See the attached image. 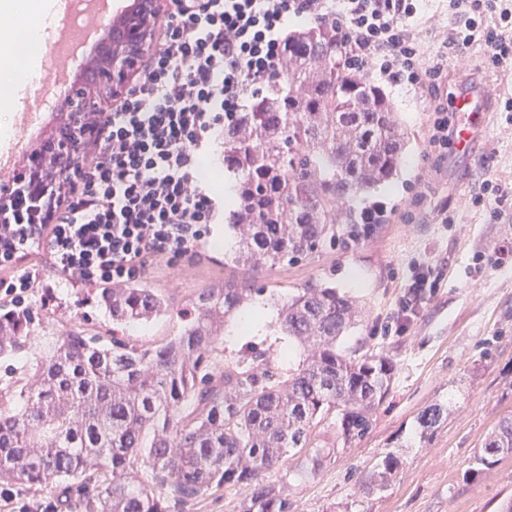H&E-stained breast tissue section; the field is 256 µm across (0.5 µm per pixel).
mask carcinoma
I'll return each mask as SVG.
<instances>
[{
  "instance_id": "1",
  "label": "carcinoma",
  "mask_w": 512,
  "mask_h": 512,
  "mask_svg": "<svg viewBox=\"0 0 512 512\" xmlns=\"http://www.w3.org/2000/svg\"><path fill=\"white\" fill-rule=\"evenodd\" d=\"M410 133L369 71H352L326 25L288 36L281 74L224 133V168L237 177L230 217L237 247L227 261L251 272L303 260L349 223L344 244L372 231L356 205L400 175ZM267 292L255 279H226L179 309L182 328L146 346L117 327L169 312L166 297L138 280L95 289L111 318L109 337L86 328L57 336L33 309L0 314V486L55 495L57 512H188L219 489L241 494L239 512H290L287 479H270L304 455L317 474L336 448L315 441L325 418L349 448L370 430L390 394L392 358L341 339L365 323L356 297L316 281L275 302L277 324L298 350L279 366L249 345L230 359L225 326ZM436 401L415 417L424 446L448 420ZM512 456V415H503L475 453L474 480ZM405 457L382 453L358 477L377 495Z\"/></svg>"
}]
</instances>
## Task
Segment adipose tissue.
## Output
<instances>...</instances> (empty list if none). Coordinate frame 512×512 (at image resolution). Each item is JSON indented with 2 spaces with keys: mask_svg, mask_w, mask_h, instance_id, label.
<instances>
[{
  "mask_svg": "<svg viewBox=\"0 0 512 512\" xmlns=\"http://www.w3.org/2000/svg\"><path fill=\"white\" fill-rule=\"evenodd\" d=\"M5 13L25 19V31L32 40L33 54L23 64L0 61V87L17 89L28 83L35 74L38 59L37 48H40L43 32L54 14L53 0H5L0 6Z\"/></svg>",
  "mask_w": 512,
  "mask_h": 512,
  "instance_id": "1",
  "label": "adipose tissue"
}]
</instances>
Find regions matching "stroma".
<instances>
[{
    "label": "stroma",
    "mask_w": 512,
    "mask_h": 512,
    "mask_svg": "<svg viewBox=\"0 0 512 512\" xmlns=\"http://www.w3.org/2000/svg\"><path fill=\"white\" fill-rule=\"evenodd\" d=\"M451 25L446 0H426L416 36L423 61L448 59L441 94L477 88L494 98L512 95V70L484 67L483 45H472L462 56L450 52L445 37ZM385 89L413 139L399 180L370 197L383 210L380 225L351 247L330 244L296 264L258 275L279 297L331 278L357 297L368 316L366 326L344 337L343 347H374L395 362L390 394L369 434L356 447L339 451L315 476L290 482L291 512H496L500 500L512 495V456L477 480L464 481L463 475L492 426L512 410V253L482 270L474 268L473 257L492 254L512 239V223H487L470 194L485 178L512 182V125L491 112L478 152L461 159L452 149L430 146L435 104L425 91L407 83ZM234 243L226 224H212L194 255L152 265L141 279L165 295L172 311L126 327V336L160 344L178 334L176 310L196 289L246 278L245 269L224 263ZM429 258L443 262L436 294L406 333L385 334L382 325L412 265ZM29 263L38 271L31 305L42 308L55 329L74 325L111 333L112 322L97 307L91 287L49 271L44 254L32 255ZM250 309L258 314V329L244 332L231 323L224 333L225 356L252 342L271 348L279 365L287 366L288 339L278 330L276 307L260 299ZM436 400L449 403L447 422L426 447H411L416 414ZM404 444L411 450L391 486L369 497L357 492L359 473L380 453Z\"/></svg>",
    "instance_id": "stroma-1"
}]
</instances>
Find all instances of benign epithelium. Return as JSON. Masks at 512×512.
<instances>
[{
    "instance_id": "1",
    "label": "benign epithelium",
    "mask_w": 512,
    "mask_h": 512,
    "mask_svg": "<svg viewBox=\"0 0 512 512\" xmlns=\"http://www.w3.org/2000/svg\"><path fill=\"white\" fill-rule=\"evenodd\" d=\"M133 9L112 24L98 45L95 65L86 69L71 92L56 104L64 116L38 150L26 155L22 166L0 182V223L22 222L18 200L28 197L41 204L43 223L51 222V205L43 201L46 189L74 169L78 150L101 134L93 118L126 97L140 70L156 28L171 0H132Z\"/></svg>"
}]
</instances>
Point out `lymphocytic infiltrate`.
<instances>
[{
	"label": "lymphocytic infiltrate",
	"instance_id": "f902f5d3",
	"mask_svg": "<svg viewBox=\"0 0 512 512\" xmlns=\"http://www.w3.org/2000/svg\"><path fill=\"white\" fill-rule=\"evenodd\" d=\"M423 0H177L130 94L106 113L98 142L57 193L51 224H0V297L28 308L44 253L52 271L85 285L122 282L153 262L192 255L219 202L204 187L201 157L236 126L245 99L281 70L286 23L332 26L352 66L438 92L444 60L423 63L415 37ZM455 52L482 43L493 67L512 65V0H448ZM512 183L485 179L470 200L487 221L507 223ZM441 265L414 264L390 323L405 330L432 297Z\"/></svg>",
	"mask_w": 512,
	"mask_h": 512
}]
</instances>
